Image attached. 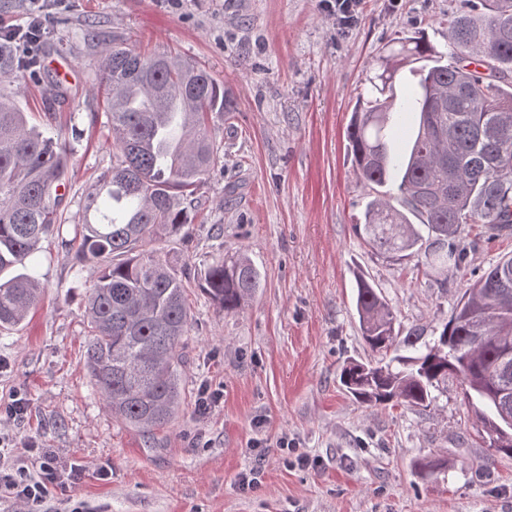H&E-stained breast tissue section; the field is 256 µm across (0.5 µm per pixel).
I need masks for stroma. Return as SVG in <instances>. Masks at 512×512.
Masks as SVG:
<instances>
[{"label": "stroma", "mask_w": 512, "mask_h": 512, "mask_svg": "<svg viewBox=\"0 0 512 512\" xmlns=\"http://www.w3.org/2000/svg\"><path fill=\"white\" fill-rule=\"evenodd\" d=\"M460 0H361L347 30L322 0H53L33 70L0 60V97L71 153L63 203L80 199L112 166L107 118L94 89L100 43L115 37L166 49L205 68L228 91L232 112L211 118L220 160L199 191L187 238L160 245L188 272L192 332L181 374L183 404L171 424L146 433L103 408L85 363L82 312L93 281L57 244L35 265L43 291L27 319L0 330V401L29 398L17 439L36 437L62 461L108 463L56 493L49 512H512V457L491 455L462 387L449 379L427 409L361 405L339 387L350 358L367 359L356 279L374 283L402 329L449 318L469 284L512 256V234L469 236L446 285L416 261L371 253L354 226L371 186L353 174L347 127L378 56L395 39L426 32L450 51L448 17ZM246 253L256 296L219 312L196 274L221 254ZM223 387L209 414L202 386ZM208 445L195 448V435ZM307 465H286L280 439ZM443 455V470L417 460ZM259 469L252 492L241 473Z\"/></svg>", "instance_id": "obj_1"}]
</instances>
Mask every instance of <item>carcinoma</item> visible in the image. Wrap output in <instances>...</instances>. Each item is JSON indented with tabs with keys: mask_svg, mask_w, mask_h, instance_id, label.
<instances>
[{
	"mask_svg": "<svg viewBox=\"0 0 512 512\" xmlns=\"http://www.w3.org/2000/svg\"><path fill=\"white\" fill-rule=\"evenodd\" d=\"M447 37L449 55L423 35L387 47L347 133L354 175L377 187L357 235L381 255L417 259L439 284L464 263L473 231L512 232V0H462ZM417 60L427 62L417 89L397 96V74ZM101 62L106 144L116 163L84 193L78 224L60 210L67 149L0 99V327L21 324L36 307L40 282L27 264L42 240H57L73 266L97 273L84 302L85 367L104 409L150 432L180 411L192 331L187 288L150 244L192 224L195 194L220 159L209 116L232 108L205 69L166 51L146 54L114 39ZM409 108L418 130L398 152L390 141ZM198 286L230 314L256 294L260 273L246 255H224ZM356 312L366 344L389 357L342 366L339 382L358 403L425 409L453 375L481 439L512 456V427L501 429L502 415L512 416V358L507 382L500 375V343L512 342V256L465 289L430 341L419 328L401 334L395 312L364 278Z\"/></svg>",
	"mask_w": 512,
	"mask_h": 512,
	"instance_id": "1",
	"label": "carcinoma"
}]
</instances>
